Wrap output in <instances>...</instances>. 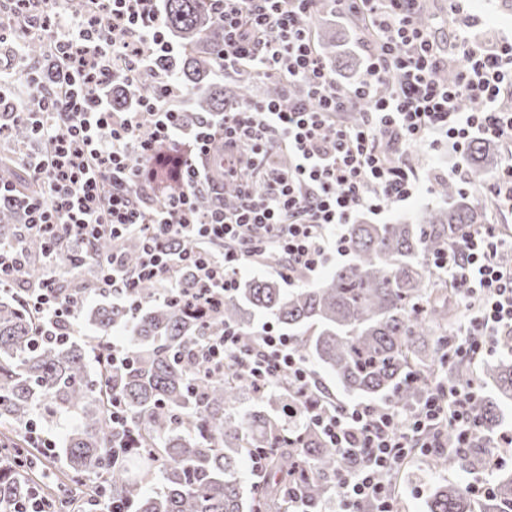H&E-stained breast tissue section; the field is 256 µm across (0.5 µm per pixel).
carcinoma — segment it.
I'll return each instance as SVG.
<instances>
[{
	"label": "carcinoma",
	"instance_id": "obj_1",
	"mask_svg": "<svg viewBox=\"0 0 512 512\" xmlns=\"http://www.w3.org/2000/svg\"><path fill=\"white\" fill-rule=\"evenodd\" d=\"M161 10L168 34L181 44L172 77L191 94L187 120L224 111L226 99L247 100L254 81L250 75L236 77L225 88L212 83L224 28L210 0H162ZM23 53L47 58L51 49L32 37ZM154 88L148 72L133 90L117 82L112 106L127 108ZM8 132L16 143L35 136L24 122L10 125ZM490 150L485 141L469 146L470 184L486 180ZM187 159L188 152L165 148L145 163L157 204L182 191L176 173ZM0 181L38 191L9 157H0ZM437 193L445 205L426 211L419 224L349 225V262L319 284L288 289L278 276L253 279L224 296L213 314L161 297L159 284L149 280L139 284L134 299H121L99 285L91 266L86 279L61 283L63 295L73 299L74 326L81 334L57 344L42 340L41 320L27 307L23 289L0 291V428L13 440L12 452L0 457V512H14L15 503L32 490L26 472L36 465L37 449L27 447L19 432L35 421L49 427L66 415L76 424L63 442L65 480L45 493L51 512H96L101 487L134 512H288V483L297 461L305 463L304 501L312 510L319 508L331 496L328 478L336 472L338 452L309 424L291 425L265 410L273 390L287 395L301 417L316 399H296L284 375L279 384L254 393L258 407L236 418L231 411L250 385L230 367L218 377H205L204 365L191 351L226 326L241 333L244 350L253 351L258 348L253 321L263 317L293 339L298 354L332 372L350 395L383 397L408 409L441 379L473 385L468 366L448 364V332L457 312L444 294L434 293L427 259L468 227L485 223L487 210L452 181L438 182ZM22 220L18 207L0 203V243L18 239ZM24 246L32 259L24 277L37 285L46 275V267L36 261L42 241L28 238ZM140 249L138 236L106 237L93 246L92 255L118 252L132 266ZM313 326L317 334L306 335ZM117 329L126 334L130 361L109 367L99 360ZM501 342L504 353L484 370L496 398L474 400L480 426L488 429L496 426L498 401L512 402V336ZM114 399L124 407L122 425L112 422ZM258 448L268 449V462L245 498L238 466ZM156 467L162 485L150 492L146 482ZM426 507L427 512H473L469 494L451 485L435 487ZM481 512H512V477L492 487Z\"/></svg>",
	"mask_w": 512,
	"mask_h": 512
}]
</instances>
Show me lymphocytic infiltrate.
Returning a JSON list of instances; mask_svg holds the SVG:
<instances>
[{
    "instance_id": "lymphocytic-infiltrate-1",
    "label": "lymphocytic infiltrate",
    "mask_w": 512,
    "mask_h": 512,
    "mask_svg": "<svg viewBox=\"0 0 512 512\" xmlns=\"http://www.w3.org/2000/svg\"><path fill=\"white\" fill-rule=\"evenodd\" d=\"M420 0H213L224 27L217 70L247 72L299 88L286 99L225 105L221 119L184 121L187 90L170 65L179 48L165 30L158 0H76V9L32 14L31 0H14L13 15L36 17L54 52L43 69L20 80L0 67V118L29 122L52 148L25 164L43 186L38 197H14L0 183V200H15L26 233L44 241L48 272L25 288V302L42 319L45 339H68L73 305L62 298L65 273L81 268L92 243L104 237L143 238L136 266L120 255L98 259V276L120 295L156 280L186 304L215 310L240 284L242 269L279 255V272L291 286L312 281L336 256L348 253L347 228L359 211L381 213L409 201L420 189L418 172L403 161L412 147L441 133L466 148L475 136L512 142V43L485 45L460 34L456 60L441 55L431 24L419 17ZM335 7L376 35L358 85L339 86L300 16ZM455 65V81L439 73ZM156 79L153 93L133 107L112 106L110 86L140 73ZM395 87L383 91L387 79ZM469 109H461L462 100ZM362 119L343 116L359 102ZM190 142L182 192L152 204L141 173L155 147ZM224 147V177L239 186L235 208L199 211L196 198L215 194L219 179L198 158ZM188 248H180V241ZM503 241L477 226L457 246L429 258L433 276L452 272L460 287L464 321L448 342V355L476 361L512 331V264L498 255ZM191 283H184V271ZM260 350H242L233 328L211 337L197 354L207 374L231 366L250 385L264 388L287 376L297 396L317 390L312 366L291 339L263 327ZM475 392L460 387L428 390L419 405L339 403L314 409L308 422L339 453L331 512H395L383 477L411 458L445 447V431L468 448L481 437Z\"/></svg>"
}]
</instances>
